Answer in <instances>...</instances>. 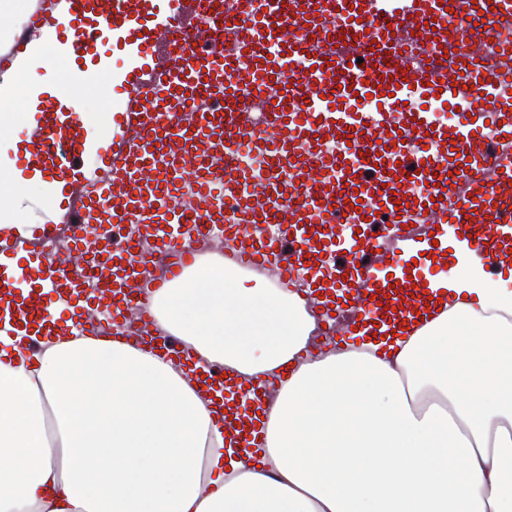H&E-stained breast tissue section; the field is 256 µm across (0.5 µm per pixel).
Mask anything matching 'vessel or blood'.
Wrapping results in <instances>:
<instances>
[{"label":"vessel or blood","mask_w":512,"mask_h":512,"mask_svg":"<svg viewBox=\"0 0 512 512\" xmlns=\"http://www.w3.org/2000/svg\"><path fill=\"white\" fill-rule=\"evenodd\" d=\"M205 2L31 0L14 41L0 44V76L26 67L46 34L68 44L81 78L91 76L104 34L114 48L141 54L123 77L122 106L96 168L79 165L89 142L76 112L49 102L31 113L27 168L75 176L80 189L64 194L34 231L0 228V311L39 323L51 306L76 313L94 304L113 315L99 334L120 336V316L135 307L147 326L132 344L187 361V347L159 331L148 291L196 262L198 251L182 242L208 241L210 226L224 227L225 263L275 271L283 288L306 273V288L320 296L319 331L341 317L352 335L370 320L412 323L425 308L428 282L418 275L387 282L373 260L381 249L400 265L419 231L439 227L470 237L493 257L512 248V165H496L485 140L493 121L497 140L512 144V101L499 96L504 74L476 58L454 64L443 49L480 6L487 33L495 34L501 18L512 19V0H463L454 13L447 0H224L213 11ZM227 20L237 22L239 37L199 43L201 29ZM428 21L435 29L422 52H413L406 34ZM290 26L315 33L316 41L288 39ZM340 29L353 45L337 42ZM369 35L378 52L365 60L358 44ZM432 101L466 114L452 127L437 125L425 108ZM245 139L271 157L266 189L248 191L254 171L226 162ZM186 157L204 173L197 193L209 206L200 213L173 204L186 182ZM298 180L312 185L305 203L283 208ZM230 207L256 224L255 234H237L226 218ZM89 223L134 226L154 251L141 257L136 238L122 249L106 239L96 257L86 256ZM267 223L277 225V235L265 234ZM340 223L346 235L337 233ZM65 225L83 269L75 277L47 259ZM33 278L49 282L50 291L21 295ZM224 407L226 442L262 447L261 390L248 411L229 399Z\"/></svg>","instance_id":"1"}]
</instances>
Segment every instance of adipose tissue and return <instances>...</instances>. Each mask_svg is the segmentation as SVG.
<instances>
[{"mask_svg":"<svg viewBox=\"0 0 512 512\" xmlns=\"http://www.w3.org/2000/svg\"><path fill=\"white\" fill-rule=\"evenodd\" d=\"M416 333L311 354L294 289L211 252L149 296L196 364L278 389L261 457L184 363L114 336L0 334V512H512V289L457 243Z\"/></svg>","mask_w":512,"mask_h":512,"instance_id":"1","label":"adipose tissue"}]
</instances>
